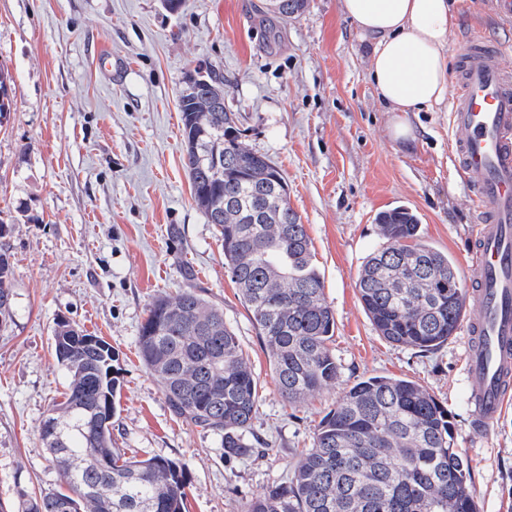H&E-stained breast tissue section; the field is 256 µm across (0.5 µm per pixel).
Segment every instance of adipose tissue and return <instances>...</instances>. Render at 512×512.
<instances>
[{
	"instance_id": "adipose-tissue-1",
	"label": "adipose tissue",
	"mask_w": 512,
	"mask_h": 512,
	"mask_svg": "<svg viewBox=\"0 0 512 512\" xmlns=\"http://www.w3.org/2000/svg\"><path fill=\"white\" fill-rule=\"evenodd\" d=\"M339 9L371 45L368 76L392 114L393 137L413 139L409 113L448 104V37L457 25L451 0H339Z\"/></svg>"
}]
</instances>
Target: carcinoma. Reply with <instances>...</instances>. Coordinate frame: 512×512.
Segmentation results:
<instances>
[{
    "instance_id": "carcinoma-1",
    "label": "carcinoma",
    "mask_w": 512,
    "mask_h": 512,
    "mask_svg": "<svg viewBox=\"0 0 512 512\" xmlns=\"http://www.w3.org/2000/svg\"><path fill=\"white\" fill-rule=\"evenodd\" d=\"M307 0H268L278 17L302 14ZM0 68V124L11 109ZM182 149L192 199L215 225L224 266L238 285L283 397L300 402L336 382L340 367L327 342L335 314L287 183L264 154L239 142L224 109V78L189 76L179 98ZM376 223L387 246L359 272V300L388 342L432 351L453 336L466 311L456 263L421 240L405 207ZM13 265L0 244V330L13 320ZM83 330L57 323L53 350L68 378L64 401L44 417L65 422V447L40 429L68 491L29 500L24 512H185L188 473L161 457L134 459L112 441L120 386L111 376V344L91 348ZM142 362L174 413L221 436L224 456L263 454L251 426L258 382L224 310L192 288L157 298L139 330ZM448 408L416 382L368 376L348 386L321 419L311 448L288 477L251 500L244 512H479L469 459L452 443Z\"/></svg>"
}]
</instances>
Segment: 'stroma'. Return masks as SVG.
<instances>
[{
    "mask_svg": "<svg viewBox=\"0 0 512 512\" xmlns=\"http://www.w3.org/2000/svg\"><path fill=\"white\" fill-rule=\"evenodd\" d=\"M456 9L454 37L479 28L512 56V14L499 0ZM366 57L339 0H308L288 19L263 0H182L174 13L161 0H0V67L13 80L0 122V219L13 226L14 267V317L0 332V512L65 485L39 434L67 381L52 348L60 321L111 344L121 382L112 439L128 455L184 464L188 512H243L288 476L321 418L368 375L413 380L443 402L479 512H512V406L475 428L465 330L433 352L399 347L359 301V271L385 244L379 212L411 210L424 241L460 268L476 234L447 111L411 113L415 140L394 139ZM197 71L223 75L242 146L281 169L335 313L340 375L293 407L191 196L178 97ZM173 225L179 237H169ZM186 287L223 309L253 366L262 457L225 458L220 436L173 413L138 354L151 302Z\"/></svg>",
    "mask_w": 512,
    "mask_h": 512,
    "instance_id": "35a3bbf8",
    "label": "stroma"
}]
</instances>
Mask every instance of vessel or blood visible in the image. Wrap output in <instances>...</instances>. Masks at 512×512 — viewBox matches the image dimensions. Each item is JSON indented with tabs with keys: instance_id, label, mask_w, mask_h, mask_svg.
Segmentation results:
<instances>
[{
	"instance_id": "obj_1",
	"label": "vessel or blood",
	"mask_w": 512,
	"mask_h": 512,
	"mask_svg": "<svg viewBox=\"0 0 512 512\" xmlns=\"http://www.w3.org/2000/svg\"><path fill=\"white\" fill-rule=\"evenodd\" d=\"M451 82L448 138L477 215L464 278L469 401L487 429L512 404V59L472 33Z\"/></svg>"
}]
</instances>
